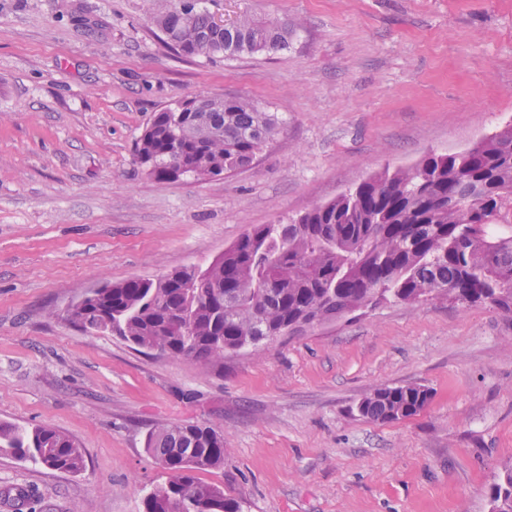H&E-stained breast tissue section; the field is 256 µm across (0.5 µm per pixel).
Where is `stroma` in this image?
I'll use <instances>...</instances> for the list:
<instances>
[{
	"instance_id": "1",
	"label": "stroma",
	"mask_w": 512,
	"mask_h": 512,
	"mask_svg": "<svg viewBox=\"0 0 512 512\" xmlns=\"http://www.w3.org/2000/svg\"><path fill=\"white\" fill-rule=\"evenodd\" d=\"M294 22L287 49L179 54L153 0H0V421L52 425L74 475L0 454V512H144L155 424L210 425L198 481L242 512H489L512 468V314L398 302L225 357L220 371L67 321L88 289L204 266L247 230L512 121V0H207ZM247 96L283 128L252 164L160 183L133 150L158 109ZM427 406L362 417L379 387ZM430 398L429 389L421 385L383 387L362 399L357 410L374 421H398L415 416Z\"/></svg>"
}]
</instances>
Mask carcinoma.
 Listing matches in <instances>:
<instances>
[{
	"label": "carcinoma",
	"mask_w": 512,
	"mask_h": 512,
	"mask_svg": "<svg viewBox=\"0 0 512 512\" xmlns=\"http://www.w3.org/2000/svg\"><path fill=\"white\" fill-rule=\"evenodd\" d=\"M195 0H163L152 21L186 56L232 57L288 46V23L250 16L221 28ZM280 129L247 97L198 95L153 113L134 160L165 183L220 177L250 164ZM512 124L452 153H427L384 170L286 224L244 233L204 268L158 279L106 283L76 302L69 323L107 333L139 351L204 368L275 336L337 320L389 300L446 298L512 312ZM421 385L383 387L362 399L374 421L410 418L428 404ZM147 449L168 474L145 512H241L224 490L194 472L224 464V435L210 426L162 423ZM0 451L50 469L85 470L81 448L48 424L0 422ZM490 512H512V468L493 479Z\"/></svg>",
	"instance_id": "carcinoma-1"
}]
</instances>
